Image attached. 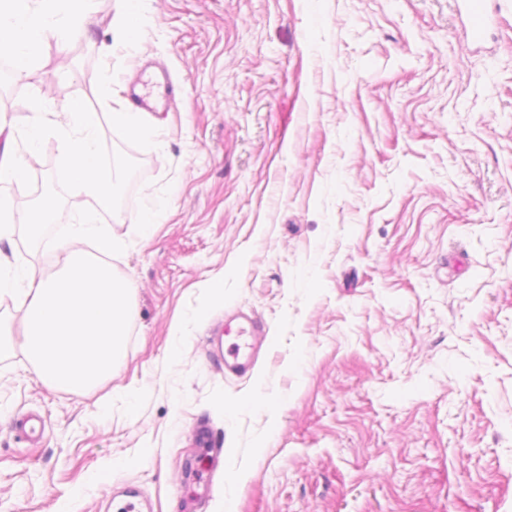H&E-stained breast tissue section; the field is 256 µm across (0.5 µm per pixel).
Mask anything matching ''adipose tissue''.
Returning <instances> with one entry per match:
<instances>
[{"mask_svg":"<svg viewBox=\"0 0 512 512\" xmlns=\"http://www.w3.org/2000/svg\"><path fill=\"white\" fill-rule=\"evenodd\" d=\"M56 4L57 0H0V5L7 12L6 20H0V47L18 52L24 65H31L44 42L63 40L69 33H82L88 16L94 10L95 0H80V7L64 32L44 22Z\"/></svg>","mask_w":512,"mask_h":512,"instance_id":"ef3b65f1","label":"adipose tissue"}]
</instances>
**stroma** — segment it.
Wrapping results in <instances>:
<instances>
[{
  "label": "stroma",
  "instance_id": "35a3bbf8",
  "mask_svg": "<svg viewBox=\"0 0 512 512\" xmlns=\"http://www.w3.org/2000/svg\"><path fill=\"white\" fill-rule=\"evenodd\" d=\"M459 0H96L85 34L42 46L24 94L128 96L167 70L171 110L142 138L100 114L138 165L98 211L137 283L126 357L101 387L43 385L22 334L0 357V512H109L131 485L154 512L194 490L190 440L223 448L199 512H512V0L470 41ZM32 189L55 137L23 148ZM151 214L149 226L127 215ZM7 254L52 275L48 242ZM238 311L268 328L253 371L209 337ZM40 415L43 435L18 421Z\"/></svg>",
  "mask_w": 512,
  "mask_h": 512
}]
</instances>
